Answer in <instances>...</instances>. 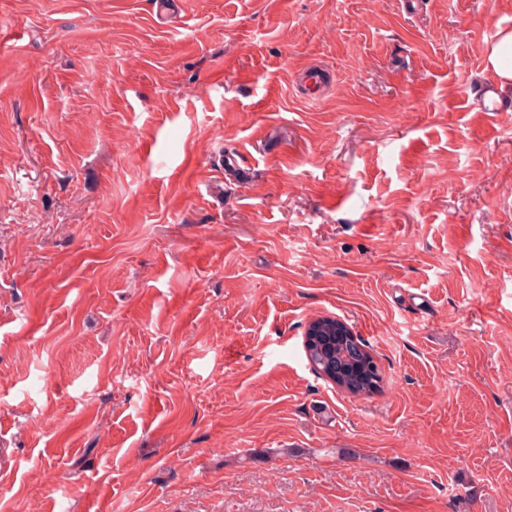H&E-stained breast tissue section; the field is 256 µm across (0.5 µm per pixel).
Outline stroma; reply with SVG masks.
I'll return each instance as SVG.
<instances>
[{"label": "stroma", "mask_w": 512, "mask_h": 512, "mask_svg": "<svg viewBox=\"0 0 512 512\" xmlns=\"http://www.w3.org/2000/svg\"><path fill=\"white\" fill-rule=\"evenodd\" d=\"M154 2L0 0V512H512V0ZM498 37L486 50L484 70L504 91L512 88V30L500 31ZM325 75L317 66H310L300 76V85L305 97L309 100H316L323 88ZM327 320H331L332 323H327ZM336 321L340 324V326H336ZM336 333H338L340 336H344L345 341L341 344L340 352L337 355L336 348L331 354L330 369L334 376L323 372L320 373V376L342 391V388L336 385V374L343 378L349 379L356 376V373L351 371V369H353L357 363L360 362L357 357L358 354H371V352L367 349V346L358 338V336H355L351 332V330L344 322L336 319L335 317L320 316L311 319L308 322L304 338L305 342L311 339L318 345L325 337L336 336ZM310 336L314 337L310 338Z\"/></svg>", "instance_id": "stroma-1"}]
</instances>
